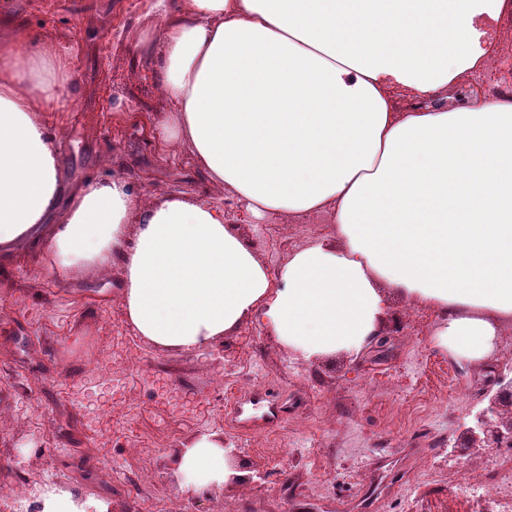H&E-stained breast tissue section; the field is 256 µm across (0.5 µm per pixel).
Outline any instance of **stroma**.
<instances>
[{
    "label": "stroma",
    "instance_id": "obj_1",
    "mask_svg": "<svg viewBox=\"0 0 512 512\" xmlns=\"http://www.w3.org/2000/svg\"><path fill=\"white\" fill-rule=\"evenodd\" d=\"M148 0H0V12L38 39L55 41L72 81L46 120L71 187L122 175L152 201L177 192L219 204L276 272L296 243L329 234L317 214L254 218L215 188L191 157L166 149L156 117L168 102L157 73L131 36L146 26ZM120 270L57 281L29 239L0 251V484L26 475L28 499L52 490L109 499L133 512H358L372 479L388 488L372 512H475L458 486L485 476L512 450L489 457L448 448L481 407L490 371L512 356V324L488 357L469 362L434 340L442 311L392 297L378 332L356 356L339 352L307 362L282 347L266 326L249 324L199 354L142 344L125 327ZM140 363L125 365L127 351ZM268 387L287 394V418L272 430L244 431L214 399ZM241 450L246 474L260 483L182 493L172 452L201 431ZM93 471L82 480L71 462ZM148 480L126 485L128 471Z\"/></svg>",
    "mask_w": 512,
    "mask_h": 512
}]
</instances>
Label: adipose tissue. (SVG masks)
<instances>
[{"mask_svg":"<svg viewBox=\"0 0 512 512\" xmlns=\"http://www.w3.org/2000/svg\"><path fill=\"white\" fill-rule=\"evenodd\" d=\"M135 48L186 149L255 217L332 226L271 272L223 208L125 178L66 198L45 112L69 74L56 46L13 28L0 54V249L40 235L58 278L119 265L124 321L184 354L253 320L307 360L360 354L388 294L443 311L438 346L477 361L512 322V101L463 80L499 50L512 0H153ZM218 434L174 452L182 490L232 475Z\"/></svg>","mask_w":512,"mask_h":512,"instance_id":"ef3b65f1","label":"adipose tissue"}]
</instances>
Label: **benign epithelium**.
<instances>
[{"label":"benign epithelium","instance_id":"benign-epithelium-1","mask_svg":"<svg viewBox=\"0 0 512 512\" xmlns=\"http://www.w3.org/2000/svg\"><path fill=\"white\" fill-rule=\"evenodd\" d=\"M483 399L485 405L475 412L452 450L486 456L489 448H512V373L498 369Z\"/></svg>","mask_w":512,"mask_h":512}]
</instances>
